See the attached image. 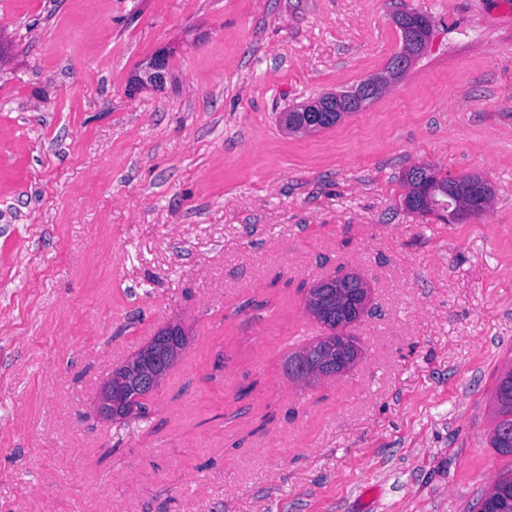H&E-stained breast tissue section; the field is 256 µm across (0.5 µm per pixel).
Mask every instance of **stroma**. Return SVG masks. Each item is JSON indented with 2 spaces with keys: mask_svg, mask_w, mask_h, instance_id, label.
Instances as JSON below:
<instances>
[{
  "mask_svg": "<svg viewBox=\"0 0 512 512\" xmlns=\"http://www.w3.org/2000/svg\"><path fill=\"white\" fill-rule=\"evenodd\" d=\"M398 10L433 24L402 79L289 132L384 73ZM423 164L486 212L407 210ZM350 273L362 354L297 385L304 289ZM170 324L149 418L98 419ZM511 364L512 0H0V512H477ZM319 102L325 106L326 110L329 112H311L314 109L313 104L316 103V101H314L312 104L300 106L285 113V126L290 129V131H297L303 125L311 126L316 130L334 126L340 119L339 113L336 112L335 96L329 95L328 98H322Z\"/></svg>",
  "mask_w": 512,
  "mask_h": 512,
  "instance_id": "obj_1",
  "label": "stroma"
}]
</instances>
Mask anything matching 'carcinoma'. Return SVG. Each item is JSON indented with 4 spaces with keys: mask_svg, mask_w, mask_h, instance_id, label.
<instances>
[{
    "mask_svg": "<svg viewBox=\"0 0 512 512\" xmlns=\"http://www.w3.org/2000/svg\"><path fill=\"white\" fill-rule=\"evenodd\" d=\"M350 91H343L338 98L346 99ZM336 98V99H338ZM336 99L322 98L326 111L315 112L313 105H304L285 113V126L297 131L302 126L315 129L329 128L336 124L340 115L336 112ZM408 192L404 206L411 212L423 214L446 213L448 197H458L468 204L474 195L489 185L485 177L474 174L463 177L443 175L432 166H414L404 173ZM357 287L352 276L339 282L326 281L305 293V306L312 309L326 329L310 345L296 351L288 359V368L293 370L295 382L308 385L310 376L322 363L336 362V334L333 328L342 319L349 297ZM189 338L179 325H169L157 332L148 344L131 356L126 362L112 370V377L106 385L112 387V410L115 415L127 419H143L149 408L143 399L150 392L143 388L142 381L155 377L161 381L168 378L175 365L184 356ZM493 428L490 445L500 455H512V368L500 376L493 393ZM512 501V472L506 471L490 484L482 498L483 512H500L507 501Z\"/></svg>",
    "mask_w": 512,
    "mask_h": 512,
    "instance_id": "1",
    "label": "carcinoma"
}]
</instances>
